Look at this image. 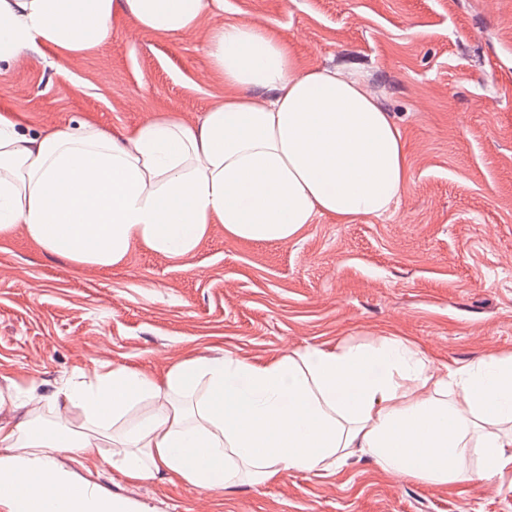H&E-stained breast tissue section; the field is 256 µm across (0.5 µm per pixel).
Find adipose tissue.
<instances>
[{"label":"adipose tissue","instance_id":"adipose-tissue-1","mask_svg":"<svg viewBox=\"0 0 512 512\" xmlns=\"http://www.w3.org/2000/svg\"><path fill=\"white\" fill-rule=\"evenodd\" d=\"M220 3L0 0V62L38 44L64 59L88 53L118 11L148 32L190 33ZM205 49L233 92L195 123L169 114L118 143L91 123L30 136L0 110V237L21 224L50 254L111 267L138 245L183 257L212 224L285 243L323 214L348 224L395 207L409 179L405 147L362 75L299 70L255 22L214 28ZM61 452L135 483L206 490L333 474L358 457L457 492L512 471V354L452 367L381 336L251 360L193 355L160 374L117 365L47 396L8 381L0 501L127 512L55 467Z\"/></svg>","mask_w":512,"mask_h":512}]
</instances>
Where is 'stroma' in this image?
I'll list each match as a JSON object with an SVG mask.
<instances>
[{"label": "stroma", "mask_w": 512, "mask_h": 512, "mask_svg": "<svg viewBox=\"0 0 512 512\" xmlns=\"http://www.w3.org/2000/svg\"><path fill=\"white\" fill-rule=\"evenodd\" d=\"M242 21L287 42L300 69L343 57L365 75L405 143L397 206L349 224L320 215L285 243L213 224L183 258L137 247L110 268L48 254L17 225L0 237V378L48 394L115 365L160 374L193 353L256 359L378 336L448 364L512 353V0H224L176 37L121 15L86 55L45 47L0 63V109L32 135L91 122L120 140L168 112L198 122L229 92L206 36ZM53 461L143 512H512V473L451 494L355 457L334 476L207 492Z\"/></svg>", "instance_id": "1"}]
</instances>
